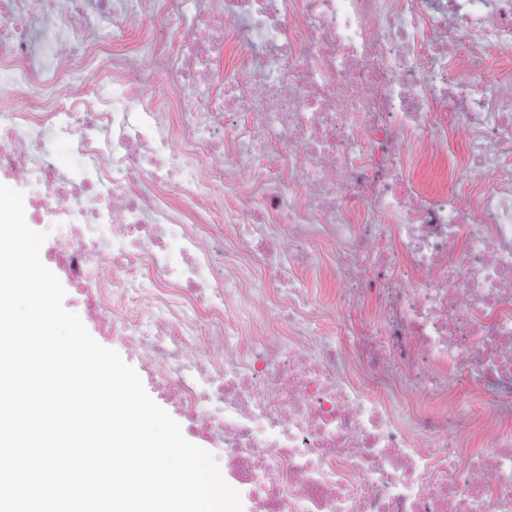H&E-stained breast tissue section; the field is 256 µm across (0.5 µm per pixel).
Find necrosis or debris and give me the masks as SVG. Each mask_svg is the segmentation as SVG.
Here are the masks:
<instances>
[{"label":"necrosis or debris","instance_id":"1","mask_svg":"<svg viewBox=\"0 0 512 512\" xmlns=\"http://www.w3.org/2000/svg\"><path fill=\"white\" fill-rule=\"evenodd\" d=\"M492 55L512 0H0V178L244 512H512ZM459 138L424 190L409 154ZM465 147L461 140H457L447 150V154L439 155L432 163H415L409 160L414 175L419 183L426 189H451L452 165L461 163L465 159ZM310 292L323 303L324 307H331L336 300L337 288L324 268H308L300 272Z\"/></svg>","mask_w":512,"mask_h":512}]
</instances>
